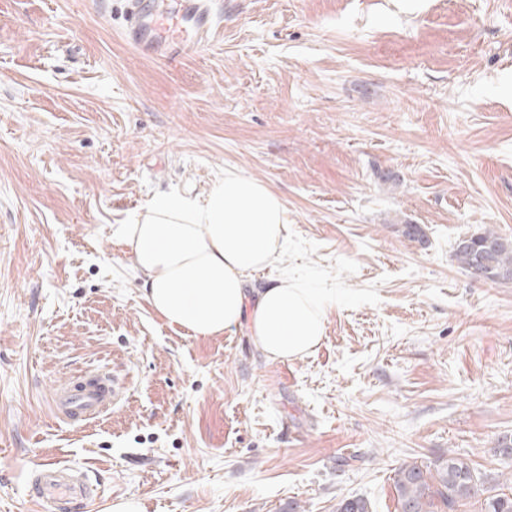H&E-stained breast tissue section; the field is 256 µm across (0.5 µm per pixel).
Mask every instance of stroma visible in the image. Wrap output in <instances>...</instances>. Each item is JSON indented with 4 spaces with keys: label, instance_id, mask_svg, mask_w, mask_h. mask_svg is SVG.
Segmentation results:
<instances>
[{
    "label": "stroma",
    "instance_id": "stroma-1",
    "mask_svg": "<svg viewBox=\"0 0 512 512\" xmlns=\"http://www.w3.org/2000/svg\"><path fill=\"white\" fill-rule=\"evenodd\" d=\"M222 2L171 62L125 41L124 0H0V512H40L48 462L86 471L101 512H399L402 464L512 472V280L454 255L512 241V0ZM228 170L288 209L254 285L336 291L303 359L168 326L116 243ZM89 369L123 399L60 421L55 386ZM459 243H461V245H467L469 242L464 239L463 240L460 239L458 241V243L456 244L455 257H456V260L458 261L461 269H463L464 271H466L468 274H470L473 277H475V275H476V277L478 279H485L486 275L482 272V264L484 262L482 259V255L481 254L477 255V262H476L477 263V271L474 274V272H473L474 252L471 249L461 248L459 246Z\"/></svg>",
    "mask_w": 512,
    "mask_h": 512
}]
</instances>
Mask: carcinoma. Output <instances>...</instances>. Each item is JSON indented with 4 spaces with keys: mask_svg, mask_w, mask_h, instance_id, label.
Returning a JSON list of instances; mask_svg holds the SVG:
<instances>
[{
    "mask_svg": "<svg viewBox=\"0 0 512 512\" xmlns=\"http://www.w3.org/2000/svg\"><path fill=\"white\" fill-rule=\"evenodd\" d=\"M477 244L489 243L488 260L494 270L512 271V244L492 230L474 236ZM486 484L473 465L455 451L430 464L401 465L394 477L400 512H458ZM482 512H512V496L504 493L484 499Z\"/></svg>",
    "mask_w": 512,
    "mask_h": 512,
    "instance_id": "carcinoma-1",
    "label": "carcinoma"
}]
</instances>
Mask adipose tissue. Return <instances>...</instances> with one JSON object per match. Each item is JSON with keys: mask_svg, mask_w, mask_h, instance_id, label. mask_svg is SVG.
I'll return each mask as SVG.
<instances>
[{"mask_svg": "<svg viewBox=\"0 0 512 512\" xmlns=\"http://www.w3.org/2000/svg\"><path fill=\"white\" fill-rule=\"evenodd\" d=\"M288 210L266 184L225 173L200 197L154 198L118 230L145 297L168 325L215 336L247 325L273 362L309 355L324 337L330 293L284 275L248 289L288 241Z\"/></svg>", "mask_w": 512, "mask_h": 512, "instance_id": "ef3b65f1", "label": "adipose tissue"}]
</instances>
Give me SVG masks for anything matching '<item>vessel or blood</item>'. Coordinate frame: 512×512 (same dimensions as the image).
Listing matches in <instances>:
<instances>
[{"mask_svg": "<svg viewBox=\"0 0 512 512\" xmlns=\"http://www.w3.org/2000/svg\"><path fill=\"white\" fill-rule=\"evenodd\" d=\"M219 16L209 0H129L125 40L147 56L174 58L188 54L218 28ZM124 394L117 378L94 371L87 379L68 380L54 390L52 410L75 424L109 411ZM30 483L37 504L80 502L91 495L86 478L57 462L41 466Z\"/></svg>", "mask_w": 512, "mask_h": 512, "instance_id": "obj_1", "label": "vessel or blood"}]
</instances>
